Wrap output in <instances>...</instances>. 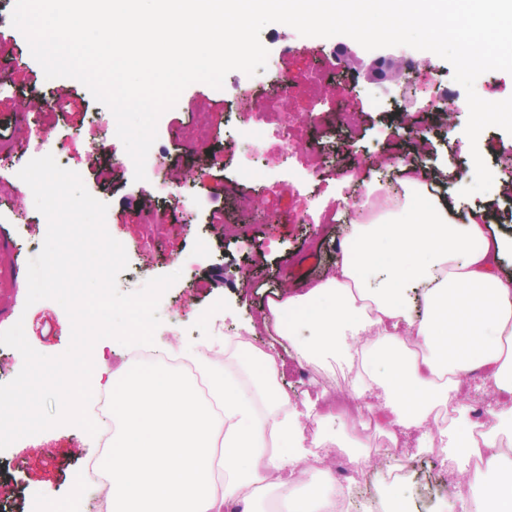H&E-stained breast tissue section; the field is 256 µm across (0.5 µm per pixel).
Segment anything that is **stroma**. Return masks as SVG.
I'll list each match as a JSON object with an SVG mask.
<instances>
[{
	"instance_id": "stroma-1",
	"label": "stroma",
	"mask_w": 512,
	"mask_h": 512,
	"mask_svg": "<svg viewBox=\"0 0 512 512\" xmlns=\"http://www.w3.org/2000/svg\"><path fill=\"white\" fill-rule=\"evenodd\" d=\"M13 7L14 0H0V39L7 45L0 52V99L16 110L23 99L49 95L58 108L31 113L36 133L17 152L5 145L11 125L0 117V330L23 322L29 343L47 356L62 354L70 342L71 323L59 303L26 302L28 262L40 252L47 224L16 177L38 151H57L70 168L88 172L85 187L108 205L106 227L128 258L118 277L124 292L172 273L173 257L198 255L160 301L154 350L191 354L217 343L209 330L213 324L249 332L256 351L275 362L276 390L299 410L317 401L313 420L325 466L335 467L340 454L353 458L347 438L354 433V416L327 419V389L307 375L306 361L278 325L269 320L254 327L250 321L332 276L334 258L351 233L355 200L364 196L366 184L396 179L392 169L374 166L376 158L412 159L428 174L451 169L463 176L472 150H479L494 176L491 189L450 198L449 205L486 212L488 235L511 234L512 134L489 127L473 145L464 133L467 113L447 117L429 109L437 93L460 107L466 103L451 65L432 52L407 46L369 51L347 36L304 37L273 23L260 40L282 72L295 82L313 71L322 79L317 96L280 98L277 110L292 117L293 132L272 140L260 155L262 181L239 177L233 141L240 124L265 111L266 102L251 93L256 76L233 71L220 89L190 84L161 115L152 146L158 170L138 182L132 167L116 164L124 146L115 127L96 119L100 105L89 89L72 78L46 79L28 57L25 36L11 24ZM394 60L408 68L415 95L400 96L398 86L383 80ZM364 88L377 89L390 111L361 96ZM243 99L248 105L242 112ZM217 151L224 164L216 168L210 158ZM215 205L224 209L223 223L208 220ZM95 451L93 436L74 425L17 440L0 452V512H34L39 494L53 507L96 512V490L82 481L84 462Z\"/></svg>"
}]
</instances>
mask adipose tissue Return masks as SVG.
<instances>
[{
	"label": "adipose tissue",
	"instance_id": "ef3b65f1",
	"mask_svg": "<svg viewBox=\"0 0 512 512\" xmlns=\"http://www.w3.org/2000/svg\"><path fill=\"white\" fill-rule=\"evenodd\" d=\"M402 199L377 197L376 215L361 217L336 272L306 293L271 307L295 312L285 335L298 356H363L367 370L352 387L359 410L380 413L385 429H429L440 404L460 398V385L480 375L493 395L491 423L481 435L462 422L451 446L467 455L484 446L481 469L467 474L459 512H512V454L499 441L512 435V236L488 238L478 213L456 217L447 201L425 191L423 171L399 165ZM379 286H372L375 274ZM222 417L201 405L183 378L156 370L114 373L112 512H223L248 488L286 483L306 469L300 414L275 394L258 415L252 390L217 364L208 366ZM387 388L383 404L365 399ZM223 438V490L215 492L212 448ZM277 451H269L270 443ZM336 477L323 469L288 512H325Z\"/></svg>",
	"mask_w": 512,
	"mask_h": 512
}]
</instances>
